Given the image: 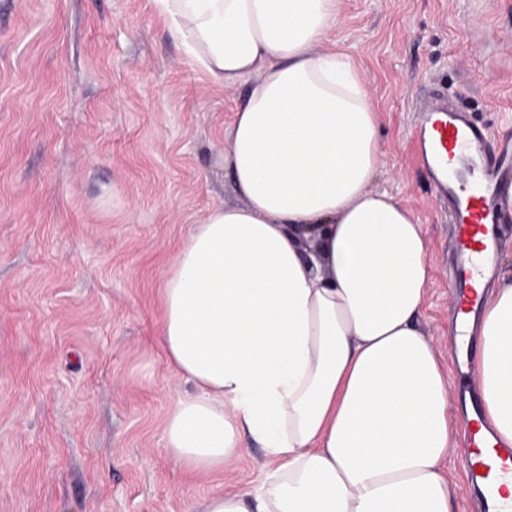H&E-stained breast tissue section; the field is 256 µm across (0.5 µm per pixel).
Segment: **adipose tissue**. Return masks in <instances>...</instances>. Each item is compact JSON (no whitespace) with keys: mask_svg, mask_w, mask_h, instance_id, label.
<instances>
[{"mask_svg":"<svg viewBox=\"0 0 512 512\" xmlns=\"http://www.w3.org/2000/svg\"><path fill=\"white\" fill-rule=\"evenodd\" d=\"M341 0H156L187 59L248 91L224 162L238 206L194 225L167 270L160 344L194 391L164 439L187 470L273 461L204 512H453L448 377L416 326L430 278L421 224L375 189L365 77L322 50ZM483 420L512 446V280L479 322Z\"/></svg>","mask_w":512,"mask_h":512,"instance_id":"adipose-tissue-1","label":"adipose tissue"}]
</instances>
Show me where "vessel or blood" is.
I'll return each mask as SVG.
<instances>
[{"instance_id": "b4317fda", "label": "vessel or blood", "mask_w": 512, "mask_h": 512, "mask_svg": "<svg viewBox=\"0 0 512 512\" xmlns=\"http://www.w3.org/2000/svg\"><path fill=\"white\" fill-rule=\"evenodd\" d=\"M419 132L421 143L432 150V178L452 204L459 265L453 282L459 297L455 334L462 340L469 334L470 315L481 302L480 287L493 260V228L512 199V183L500 167L512 151L504 147L492 154L484 127L448 97L425 110ZM461 458L468 482L482 485L488 512H512V505L498 499L491 483L495 477L512 480V447L493 444L482 428H468L463 432Z\"/></svg>"}]
</instances>
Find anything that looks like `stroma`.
<instances>
[{"label": "stroma", "instance_id": "obj_1", "mask_svg": "<svg viewBox=\"0 0 512 512\" xmlns=\"http://www.w3.org/2000/svg\"><path fill=\"white\" fill-rule=\"evenodd\" d=\"M338 41L378 111V189L421 224L419 325L463 396L479 337L451 331L454 224L416 127L457 99L512 143V0H342ZM246 87L186 61L155 0H0V512H203L249 490L265 449L188 472L164 429L189 392L158 345L161 288L191 225L237 203L224 142Z\"/></svg>", "mask_w": 512, "mask_h": 512}]
</instances>
